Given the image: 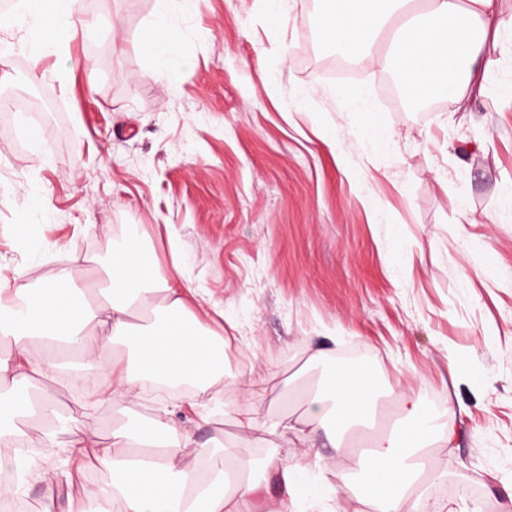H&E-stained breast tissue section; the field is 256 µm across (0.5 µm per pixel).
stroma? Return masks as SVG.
I'll list each match as a JSON object with an SVG mask.
<instances>
[{
  "label": "stroma",
  "instance_id": "1",
  "mask_svg": "<svg viewBox=\"0 0 512 512\" xmlns=\"http://www.w3.org/2000/svg\"><path fill=\"white\" fill-rule=\"evenodd\" d=\"M317 0H288L283 23L263 0H82L74 27L0 11V273L83 288L125 225H141L162 272L173 252L224 338V370L262 383L261 430L239 432L244 395L214 383L176 416L205 469L220 446L259 459L279 426L304 417L307 395L357 348L380 391L412 390L455 432L435 448L446 480L433 504L512 512V104L497 74L483 95L423 112L386 69L338 55L319 36ZM180 36L184 64L150 78L147 38ZM47 93L42 144L22 141L34 97ZM385 129L374 138L371 126ZM336 131L335 146L324 136ZM30 227L27 240L14 227ZM67 425L108 435L124 408L48 386ZM467 405L458 415L452 404ZM211 415L200 422L199 413ZM20 495L58 512L108 482L87 464L45 498L36 452Z\"/></svg>",
  "mask_w": 512,
  "mask_h": 512
}]
</instances>
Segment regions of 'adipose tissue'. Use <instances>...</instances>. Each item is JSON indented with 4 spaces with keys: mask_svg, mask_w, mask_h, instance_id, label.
Here are the masks:
<instances>
[{
    "mask_svg": "<svg viewBox=\"0 0 512 512\" xmlns=\"http://www.w3.org/2000/svg\"><path fill=\"white\" fill-rule=\"evenodd\" d=\"M321 2L324 40L346 58L388 69L411 100L462 99L512 62V14H504L503 0H425L420 9L415 0ZM105 275L107 301L99 307L78 303L62 281L36 292L0 276L1 437L21 436L19 417L48 414L47 401L31 393L40 380L68 386L50 358L56 347L78 352L89 368L82 382H103L116 406L137 397L147 381L173 389L191 384L192 393L181 396L190 404L223 378L222 336L189 308L192 288L145 259L140 226H129L122 241L113 243ZM147 308L158 329L135 323L136 313ZM395 401L405 427L375 437L341 490L372 512H442L419 489L420 459L432 446H452L454 432L424 413L414 393H399ZM375 404L372 378L360 370L341 371L311 396L301 423L283 426L300 451L286 458L274 450L258 460L236 459L242 479L225 493L213 490L221 476H204L200 466L187 463L191 437L170 407L160 418L127 416L105 438L70 429L64 464L78 471L92 459L111 470V482L85 488L89 512H289V496L323 461L309 430L324 431L335 456H345L348 434L373 417ZM268 472L277 474L286 496L262 511L256 496Z\"/></svg>",
    "mask_w": 512,
    "mask_h": 512,
    "instance_id": "obj_1",
    "label": "adipose tissue"
}]
</instances>
